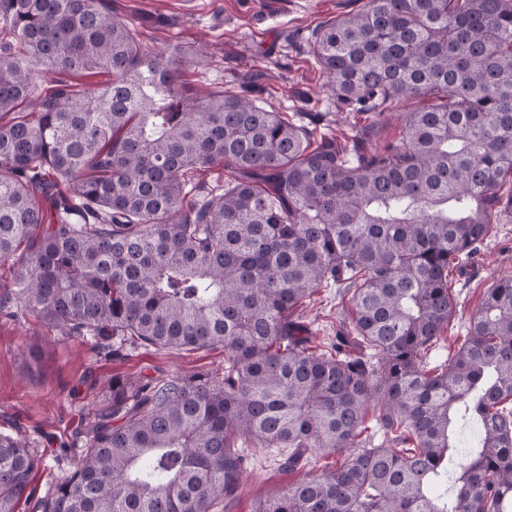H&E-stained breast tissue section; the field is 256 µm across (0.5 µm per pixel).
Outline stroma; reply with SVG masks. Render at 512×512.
<instances>
[{
	"instance_id": "1",
	"label": "stroma",
	"mask_w": 512,
	"mask_h": 512,
	"mask_svg": "<svg viewBox=\"0 0 512 512\" xmlns=\"http://www.w3.org/2000/svg\"><path fill=\"white\" fill-rule=\"evenodd\" d=\"M113 11L134 21L141 42L163 52L183 44L202 53L184 66L189 90L242 89L294 116L312 141L334 138L350 145L364 115L340 108L326 92L324 77L309 48L319 23L360 9L366 0H108ZM512 276V205H502L490 237L455 275L457 301L428 365L449 360L467 334L469 320L494 281ZM349 295L336 285L318 288L300 312L315 344L333 342L340 324L350 322ZM44 350L41 370L26 376L31 346ZM224 370L222 347L157 351L115 337L95 343L88 336H64L30 314H0V431L19 434L45 457L35 476L37 496L76 469L84 451L82 418L93 412L112 376H145L164 381L196 372ZM271 458L255 452L231 512H252L256 497L294 482Z\"/></svg>"
}]
</instances>
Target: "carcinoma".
I'll return each mask as SVG.
<instances>
[{
    "mask_svg": "<svg viewBox=\"0 0 512 512\" xmlns=\"http://www.w3.org/2000/svg\"><path fill=\"white\" fill-rule=\"evenodd\" d=\"M311 49L336 102L388 120L381 150L313 145L246 94H187L175 63L102 0H0V261L15 306L67 335L224 348V375H115L85 452L41 512H212L252 454L336 463L252 512H512V278L486 289L448 363L450 274L490 236L512 180V0H366ZM65 79L33 95L47 71ZM228 172L224 182L198 175ZM351 322L319 349L294 316L324 284ZM392 444L370 446L366 412ZM481 439L454 470V431ZM44 458L0 433V512Z\"/></svg>",
    "mask_w": 512,
    "mask_h": 512,
    "instance_id": "carcinoma-1",
    "label": "carcinoma"
}]
</instances>
